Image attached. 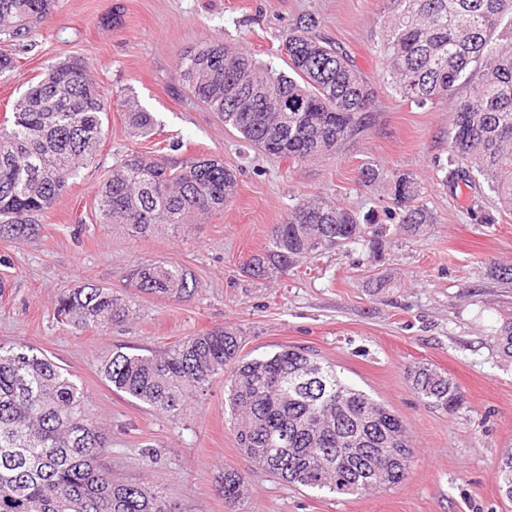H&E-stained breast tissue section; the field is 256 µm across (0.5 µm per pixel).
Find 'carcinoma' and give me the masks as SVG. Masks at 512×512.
<instances>
[{
  "instance_id": "cac0c4a2",
  "label": "carcinoma",
  "mask_w": 512,
  "mask_h": 512,
  "mask_svg": "<svg viewBox=\"0 0 512 512\" xmlns=\"http://www.w3.org/2000/svg\"><path fill=\"white\" fill-rule=\"evenodd\" d=\"M55 0H0V35L25 41ZM379 33L387 84L419 105L453 98L448 164L439 166L449 192L484 180L512 205V0H386ZM288 71L276 70L223 42H210L179 59L176 80L199 102L263 150L295 161L336 151L357 130L375 94L348 54L326 41L315 20L301 18L282 41ZM110 105L89 75L72 61L48 69L12 107L0 128V228L25 238L90 162L104 136ZM132 132L147 136L154 117L127 113ZM390 220L418 235L433 223L417 204L419 183L393 171ZM237 178L224 162L202 157L176 166L131 154L112 167L99 187L101 223L119 224L132 237L177 230L224 210ZM382 224L323 197L297 202L270 230V246L241 263L244 273L266 277L303 259L365 242L377 257L388 244ZM132 289L117 293L95 285L66 291L55 315L75 328L108 330L125 323L140 295L181 297L192 292L189 272L137 264ZM498 351L512 361V319L495 329ZM242 336L218 328L191 337L161 356L120 348L100 364L113 391L177 415L190 395L227 373V401L249 470L277 476L289 486L364 496L372 466L387 484L408 474L414 450L404 420L349 384L307 351L284 346L247 358ZM425 404L454 411L460 387L428 365L408 373ZM106 433L84 388L65 368L24 344H0V512H175L166 496L139 483H123L101 463ZM500 492L512 501V453L497 465ZM227 512H241L245 476L226 470L221 481Z\"/></svg>"
}]
</instances>
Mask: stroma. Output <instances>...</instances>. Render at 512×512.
Wrapping results in <instances>:
<instances>
[{
	"label": "stroma",
	"mask_w": 512,
	"mask_h": 512,
	"mask_svg": "<svg viewBox=\"0 0 512 512\" xmlns=\"http://www.w3.org/2000/svg\"><path fill=\"white\" fill-rule=\"evenodd\" d=\"M314 18L376 85L365 127L336 152L296 162L244 142L175 78L178 58L220 40L285 69L289 27ZM385 0H57L52 18L14 46L16 66L0 73V119L49 68L84 61L110 105L94 161L70 181L43 224L24 240L0 236V344L37 349L70 372L109 437L103 465L132 483L163 491L177 512H224L225 469H243L234 420L216 378L175 417L114 392L102 357L116 346L160 355L219 326L239 329L248 357L284 346L312 350L350 384L405 421L414 444L407 478L363 497L291 487L249 473L243 512H512L499 491L497 461L512 451V362L497 353L493 329L512 317V281L490 268L512 266V211L487 188L449 194L433 168L448 157L451 102L417 106L383 82L376 39ZM150 112L153 133L130 134L126 107ZM181 163L223 159L237 174L224 210L144 238L103 224L96 191L127 154ZM371 165L409 172L434 216L410 238L391 225L384 257L351 243L285 273L257 279L239 263L269 246V230L299 199L321 196L385 221V178L362 182ZM190 272L185 298H140L122 326L80 331L54 316L66 290L95 284L124 291L137 263ZM426 363L464 396L448 412L422 402L406 371Z\"/></svg>",
	"instance_id": "1"
}]
</instances>
